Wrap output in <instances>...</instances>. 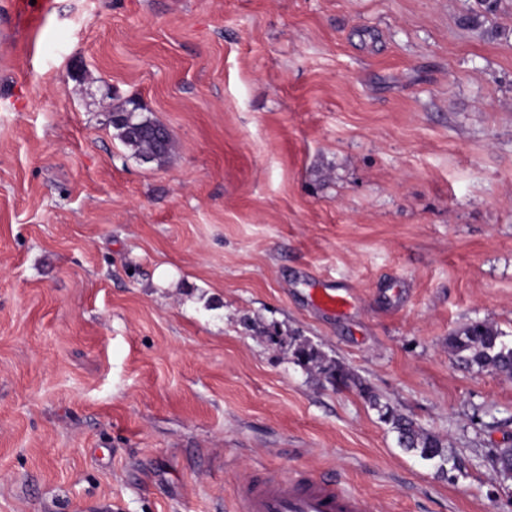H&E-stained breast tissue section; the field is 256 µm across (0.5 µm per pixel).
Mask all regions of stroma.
<instances>
[{
    "label": "stroma",
    "instance_id": "1",
    "mask_svg": "<svg viewBox=\"0 0 512 512\" xmlns=\"http://www.w3.org/2000/svg\"><path fill=\"white\" fill-rule=\"evenodd\" d=\"M476 7L0 0V512H236L260 465L374 512H512V378L448 348L512 340V0ZM108 87L169 129L166 164L116 138ZM448 346L462 361L479 368H491L512 376V342L509 346L490 322L467 325L448 341ZM269 342L276 345L287 344L292 350L296 362L310 371L321 375L332 386H346L351 380L352 374L342 363L328 359L319 349L306 340H300L298 336H288V341L281 336L278 328L273 326L266 332ZM361 391L370 406L378 413L379 419L396 433L397 443L402 450L419 456L424 461L432 462L438 472H448L450 464L447 448L438 435L425 431L413 419L399 413L388 403H383L378 394L361 385Z\"/></svg>",
    "mask_w": 512,
    "mask_h": 512
}]
</instances>
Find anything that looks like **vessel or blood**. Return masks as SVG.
Wrapping results in <instances>:
<instances>
[{
    "label": "vessel or blood",
    "instance_id": "1",
    "mask_svg": "<svg viewBox=\"0 0 512 512\" xmlns=\"http://www.w3.org/2000/svg\"><path fill=\"white\" fill-rule=\"evenodd\" d=\"M236 498L238 512H374L368 497L303 471L247 474Z\"/></svg>",
    "mask_w": 512,
    "mask_h": 512
}]
</instances>
